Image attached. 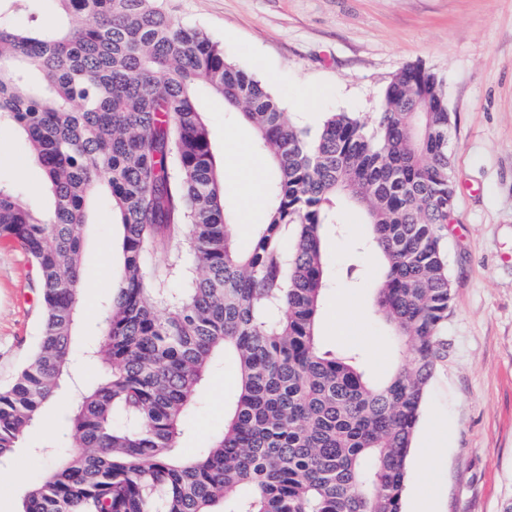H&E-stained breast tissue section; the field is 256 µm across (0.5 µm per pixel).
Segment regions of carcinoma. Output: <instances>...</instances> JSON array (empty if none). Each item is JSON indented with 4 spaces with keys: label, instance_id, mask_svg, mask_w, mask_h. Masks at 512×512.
<instances>
[{
    "label": "carcinoma",
    "instance_id": "obj_1",
    "mask_svg": "<svg viewBox=\"0 0 512 512\" xmlns=\"http://www.w3.org/2000/svg\"><path fill=\"white\" fill-rule=\"evenodd\" d=\"M25 2L0 0V126L25 134L53 207L41 216L0 186V238L31 257L42 311L35 351L0 387V465L68 375L97 197L121 225L123 274L87 350L101 374L78 395L72 443L34 449L42 476L20 512H403L452 302L444 79L409 64L372 125L329 112L311 133L160 0H51L65 18L58 26L13 23ZM200 87L239 114L274 166L267 221L245 251L195 103ZM346 208L369 227L364 251L383 266L372 308L405 355L383 381L358 352L318 340L326 234ZM183 234L185 257L153 262ZM184 265L189 283L168 288ZM227 354L237 396L210 447L185 456L186 417Z\"/></svg>",
    "mask_w": 512,
    "mask_h": 512
}]
</instances>
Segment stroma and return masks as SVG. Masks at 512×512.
<instances>
[{"instance_id":"obj_1","label":"stroma","mask_w":512,"mask_h":512,"mask_svg":"<svg viewBox=\"0 0 512 512\" xmlns=\"http://www.w3.org/2000/svg\"><path fill=\"white\" fill-rule=\"evenodd\" d=\"M177 23L206 32L225 55L260 80L291 122L318 128L329 112L368 118L402 68L420 62L442 75L451 114L454 220L443 231L453 299L444 329L448 347L429 380L408 460L403 512L424 495L434 512H505L512 505V0H163ZM316 98L312 109L300 89ZM216 159L238 151L262 159L253 134L207 90L197 92ZM0 184L41 209L51 199L41 169L20 133L0 127ZM358 222L328 235V275L319 324L326 349L357 348L369 374L386 378L399 365L390 326L373 314L377 265L357 248ZM120 227L102 201L84 232L83 300L74 338L73 377L93 378L84 356L100 313L122 273ZM36 269L11 241L0 239V383L12 380L35 348L40 306ZM360 305L344 332L329 317L337 291ZM239 387L225 357L201 387L180 441L184 453L208 447L224 424ZM45 409L15 450L0 484V512H18L40 469L30 457L46 442L66 446L70 397Z\"/></svg>"}]
</instances>
